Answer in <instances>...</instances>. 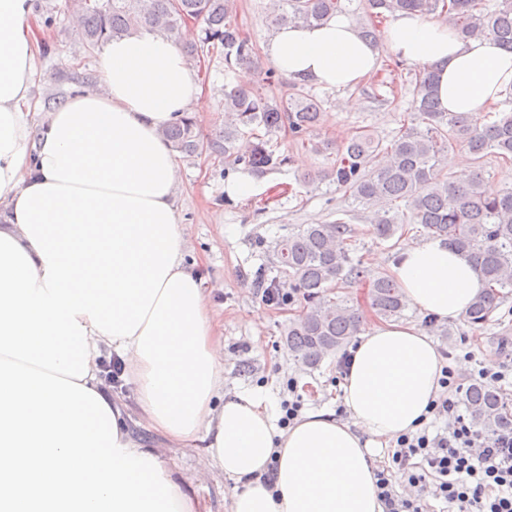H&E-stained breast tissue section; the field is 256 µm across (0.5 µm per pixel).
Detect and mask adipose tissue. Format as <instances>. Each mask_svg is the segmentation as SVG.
<instances>
[{
	"label": "adipose tissue",
	"instance_id": "ef3b65f1",
	"mask_svg": "<svg viewBox=\"0 0 512 512\" xmlns=\"http://www.w3.org/2000/svg\"><path fill=\"white\" fill-rule=\"evenodd\" d=\"M34 20V0H0V512H211L193 492L215 472L237 484L230 512H383L371 458L437 399L433 340L373 324L352 349L343 419L311 410L282 428L254 392L225 399L224 345L210 290L185 262L176 156L161 134L207 106L191 67L161 33L115 38L96 60L103 90L36 116ZM384 42L434 68L441 109L473 123L512 92V52L491 37L464 41L415 12ZM266 53L285 77L336 89L379 62L344 15L282 26ZM391 271L442 322L463 318L483 287L441 239L407 247ZM112 356L134 406L102 376ZM134 420L197 452L195 472L174 476Z\"/></svg>",
	"mask_w": 512,
	"mask_h": 512
}]
</instances>
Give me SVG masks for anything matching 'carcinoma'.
Here are the masks:
<instances>
[{"label": "carcinoma", "instance_id": "carcinoma-1", "mask_svg": "<svg viewBox=\"0 0 512 512\" xmlns=\"http://www.w3.org/2000/svg\"><path fill=\"white\" fill-rule=\"evenodd\" d=\"M234 2L69 0V7L78 14L81 37L89 47L148 29L175 41L190 63L204 48L220 46L227 69L248 67L262 72L261 85L234 87L224 93V127L215 133L203 135L196 119L187 114L161 131L176 152L222 155L258 176L289 161L271 148L272 138L286 130L294 140L304 141L321 123L323 104L306 92L307 80L291 81L292 93L286 99L272 94L279 74L264 68L256 46L240 30ZM359 10L358 33L371 44L380 40V24L414 11L446 18L464 39L489 35L512 52V0H360ZM345 11L342 0H282L269 24L275 29L288 23L319 25ZM189 20L200 25L201 36L194 44L182 38V26ZM411 85L413 111L390 140L364 131L356 134L337 149L336 163L318 172V177L336 182L362 205L404 203L412 223L464 254L486 283L466 319L473 326H484L512 295V188L487 193L479 169L466 180L450 181L442 161L448 150L460 147L477 164L489 156L512 163V111L490 113L479 129L462 113L441 111L433 70L420 69ZM371 224L379 240L410 231L387 210L375 213ZM351 234L350 226L342 222L306 224L276 245L273 268L278 278L288 279L306 302L284 331L288 351L313 367L361 330L357 305L332 297L334 290L366 284L370 307L383 318L401 315L407 303L393 278L366 279L350 257ZM465 402L482 431L512 427V406L497 389L472 383L465 391Z\"/></svg>", "mask_w": 512, "mask_h": 512}]
</instances>
